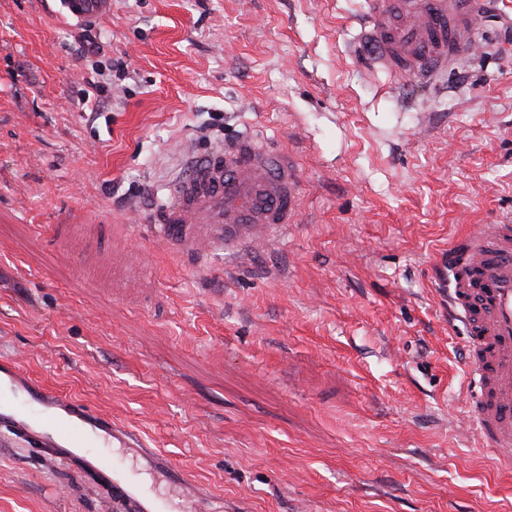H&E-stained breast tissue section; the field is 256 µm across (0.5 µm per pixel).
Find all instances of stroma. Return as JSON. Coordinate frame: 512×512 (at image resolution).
Wrapping results in <instances>:
<instances>
[{"label": "stroma", "instance_id": "1", "mask_svg": "<svg viewBox=\"0 0 512 512\" xmlns=\"http://www.w3.org/2000/svg\"><path fill=\"white\" fill-rule=\"evenodd\" d=\"M366 0H112L104 111L58 0H0V357L111 414L223 512H512L464 426L467 333L433 268L512 222V0L444 86L358 45ZM258 132L300 172L251 264L181 263L139 211ZM0 512H123L0 437Z\"/></svg>", "mask_w": 512, "mask_h": 512}]
</instances>
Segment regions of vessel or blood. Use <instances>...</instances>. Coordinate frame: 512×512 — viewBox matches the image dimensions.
<instances>
[{
    "label": "vessel or blood",
    "instance_id": "1",
    "mask_svg": "<svg viewBox=\"0 0 512 512\" xmlns=\"http://www.w3.org/2000/svg\"><path fill=\"white\" fill-rule=\"evenodd\" d=\"M84 22L107 15L111 0H59ZM486 0H369L359 39L374 47V64L395 84L432 83L474 46ZM299 171L288 154L259 135L211 148L161 201L151 241L190 258L202 252L250 259L272 229L294 223ZM451 276L450 311L468 330L472 367L465 400L469 427L504 468H512V224H482L438 260ZM0 435L23 441L48 459L81 462L105 480L125 512H162L110 451L122 449L142 469L164 477L176 493L188 478L175 464L159 465L111 416L82 400L27 378L13 358L0 360Z\"/></svg>",
    "mask_w": 512,
    "mask_h": 512
}]
</instances>
